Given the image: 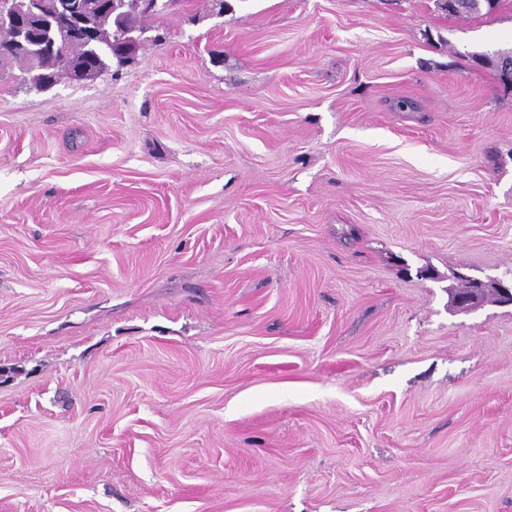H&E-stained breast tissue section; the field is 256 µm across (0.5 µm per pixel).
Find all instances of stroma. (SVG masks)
<instances>
[{
  "label": "stroma",
  "mask_w": 512,
  "mask_h": 512,
  "mask_svg": "<svg viewBox=\"0 0 512 512\" xmlns=\"http://www.w3.org/2000/svg\"><path fill=\"white\" fill-rule=\"evenodd\" d=\"M227 2L0 71V512H512V0ZM444 2L445 11H448L450 14H471L478 13L483 8H486V13H490L494 10L497 4V0H452L454 5L448 7L447 0H441ZM477 61H484L483 63L491 65L497 73L498 79L504 84L509 85L507 79L512 81V70H505V66H511L512 64V53L501 52L495 54V56H489L485 54L475 55ZM453 278L461 282V287L455 290L451 294V302L454 304V301L458 297L467 296L471 289L473 291L471 295L463 301V305L459 308L464 310H474L482 305L483 301L480 296L482 293V288L491 285L493 288H485L483 300L492 301L496 303L498 301L497 291L498 289L500 294L499 302L497 303L500 306H511L512 307V272H506L501 277L493 278L488 281H482L479 279H474L477 288H474V283L472 279H468L460 274L453 272Z\"/></svg>",
  "instance_id": "35a3bbf8"
}]
</instances>
